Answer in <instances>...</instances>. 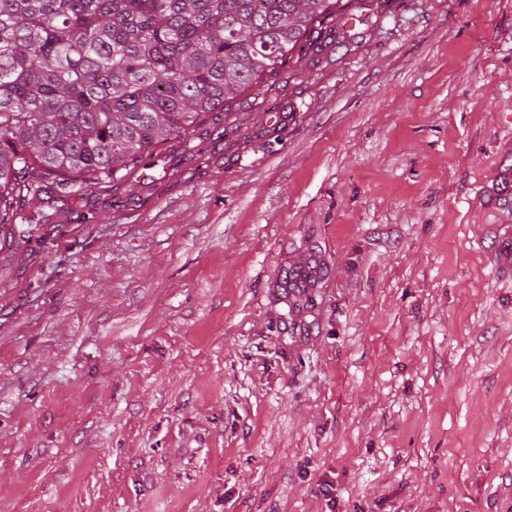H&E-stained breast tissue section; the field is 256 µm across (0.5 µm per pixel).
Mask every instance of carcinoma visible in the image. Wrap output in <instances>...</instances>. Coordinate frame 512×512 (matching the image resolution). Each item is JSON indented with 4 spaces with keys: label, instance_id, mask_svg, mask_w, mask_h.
I'll list each match as a JSON object with an SVG mask.
<instances>
[{
    "label": "carcinoma",
    "instance_id": "1",
    "mask_svg": "<svg viewBox=\"0 0 512 512\" xmlns=\"http://www.w3.org/2000/svg\"><path fill=\"white\" fill-rule=\"evenodd\" d=\"M364 0H0V250L48 188L119 183L171 136L351 34ZM325 41L310 40L313 29Z\"/></svg>",
    "mask_w": 512,
    "mask_h": 512
}]
</instances>
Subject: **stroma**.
<instances>
[{"label": "stroma", "instance_id": "obj_1", "mask_svg": "<svg viewBox=\"0 0 512 512\" xmlns=\"http://www.w3.org/2000/svg\"><path fill=\"white\" fill-rule=\"evenodd\" d=\"M352 30L116 192L29 202L0 512H512V0Z\"/></svg>", "mask_w": 512, "mask_h": 512}]
</instances>
